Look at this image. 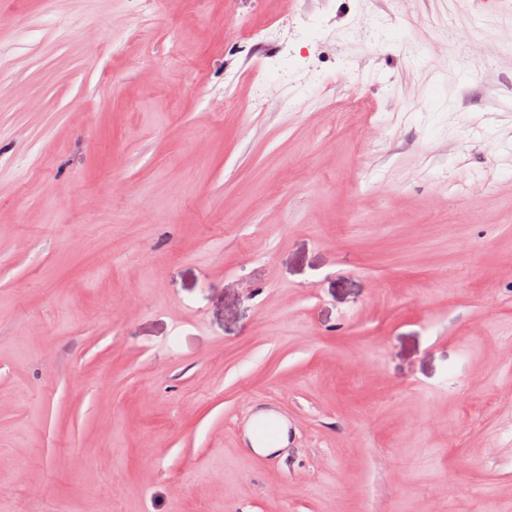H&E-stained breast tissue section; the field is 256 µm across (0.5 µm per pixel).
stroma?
<instances>
[{"label": "stroma", "mask_w": 512, "mask_h": 512, "mask_svg": "<svg viewBox=\"0 0 512 512\" xmlns=\"http://www.w3.org/2000/svg\"><path fill=\"white\" fill-rule=\"evenodd\" d=\"M105 483L512 512V6L0 0V512Z\"/></svg>", "instance_id": "35a3bbf8"}]
</instances>
